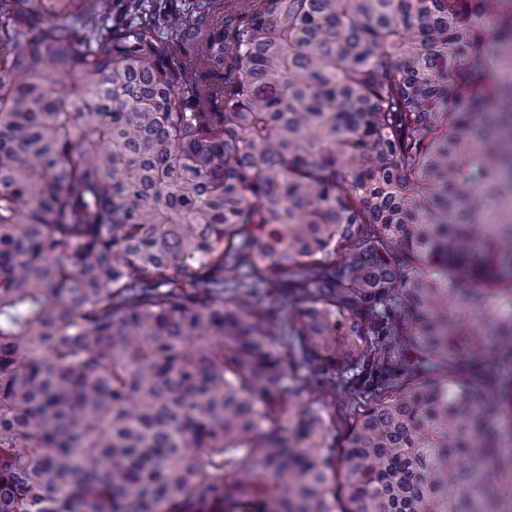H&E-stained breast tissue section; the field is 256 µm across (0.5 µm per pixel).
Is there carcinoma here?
<instances>
[{"label": "carcinoma", "mask_w": 512, "mask_h": 512, "mask_svg": "<svg viewBox=\"0 0 512 512\" xmlns=\"http://www.w3.org/2000/svg\"><path fill=\"white\" fill-rule=\"evenodd\" d=\"M123 2L0 0V512H512V0Z\"/></svg>", "instance_id": "cac0c4a2"}]
</instances>
